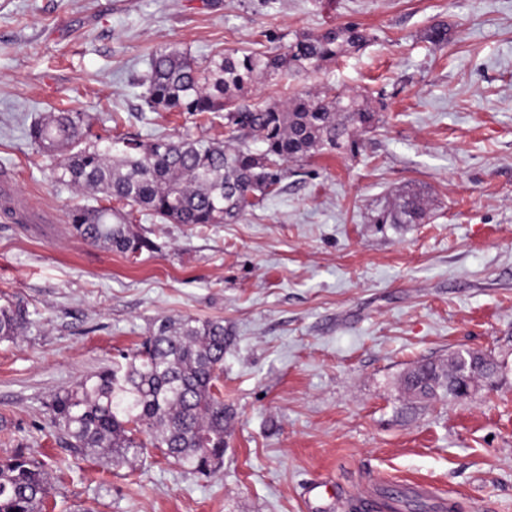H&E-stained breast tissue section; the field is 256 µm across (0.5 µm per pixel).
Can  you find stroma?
<instances>
[{"mask_svg": "<svg viewBox=\"0 0 512 512\" xmlns=\"http://www.w3.org/2000/svg\"><path fill=\"white\" fill-rule=\"evenodd\" d=\"M448 26L439 48L429 26ZM376 37L321 73L261 80L247 104L353 92L378 122L357 153L286 165L232 224L133 212L158 246L131 257L73 235L92 190L58 184L28 137L46 112L85 115L84 142L223 138L224 115L152 112V52L204 60L284 52L298 34ZM0 297L31 324L0 341V460L44 465L49 512H512V0H0ZM419 193L420 224H379ZM218 319L232 411L224 464L192 474L160 450L132 469L73 456L56 393L111 366L156 318ZM493 357L492 383L411 403L407 369Z\"/></svg>", "mask_w": 512, "mask_h": 512, "instance_id": "35a3bbf8", "label": "stroma"}]
</instances>
